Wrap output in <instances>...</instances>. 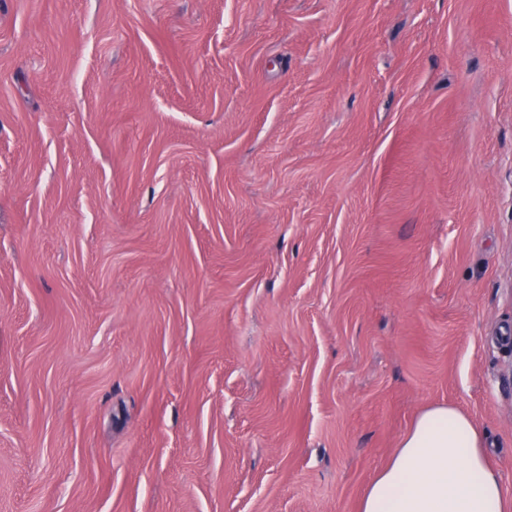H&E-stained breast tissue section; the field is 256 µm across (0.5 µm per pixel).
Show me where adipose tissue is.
I'll list each match as a JSON object with an SVG mask.
<instances>
[{
	"instance_id": "ef3b65f1",
	"label": "adipose tissue",
	"mask_w": 512,
	"mask_h": 512,
	"mask_svg": "<svg viewBox=\"0 0 512 512\" xmlns=\"http://www.w3.org/2000/svg\"><path fill=\"white\" fill-rule=\"evenodd\" d=\"M359 512H512L484 436L451 405L419 415L364 492Z\"/></svg>"
}]
</instances>
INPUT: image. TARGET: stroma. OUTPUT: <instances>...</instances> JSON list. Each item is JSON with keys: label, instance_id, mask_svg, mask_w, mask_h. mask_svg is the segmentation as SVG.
<instances>
[{"label": "stroma", "instance_id": "35a3bbf8", "mask_svg": "<svg viewBox=\"0 0 512 512\" xmlns=\"http://www.w3.org/2000/svg\"><path fill=\"white\" fill-rule=\"evenodd\" d=\"M512 0H0V512H358L452 404L512 498Z\"/></svg>", "mask_w": 512, "mask_h": 512}]
</instances>
